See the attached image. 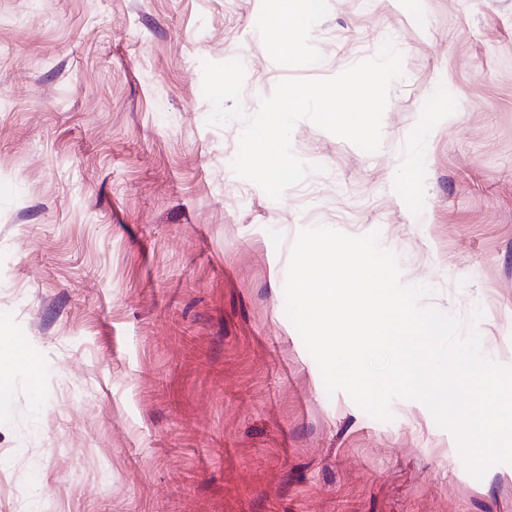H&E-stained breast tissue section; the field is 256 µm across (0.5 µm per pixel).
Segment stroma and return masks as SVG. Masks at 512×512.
Instances as JSON below:
<instances>
[{
  "label": "stroma",
  "instance_id": "obj_1",
  "mask_svg": "<svg viewBox=\"0 0 512 512\" xmlns=\"http://www.w3.org/2000/svg\"><path fill=\"white\" fill-rule=\"evenodd\" d=\"M278 8L0 0V334L43 374L0 399V512H512V464L474 477L423 403L327 395L284 295L300 229L375 232L512 366V0ZM388 40L378 151L302 120L301 183L235 174L204 63L243 62L252 115ZM281 3L280 10L274 16L271 26H277L280 24L281 26L288 27V20L291 18V6L292 4H295L298 8L299 13L306 21L312 20L314 17H316L322 7L323 1H319L321 3L320 7H315L314 2L315 0H282L279 1Z\"/></svg>",
  "mask_w": 512,
  "mask_h": 512
}]
</instances>
